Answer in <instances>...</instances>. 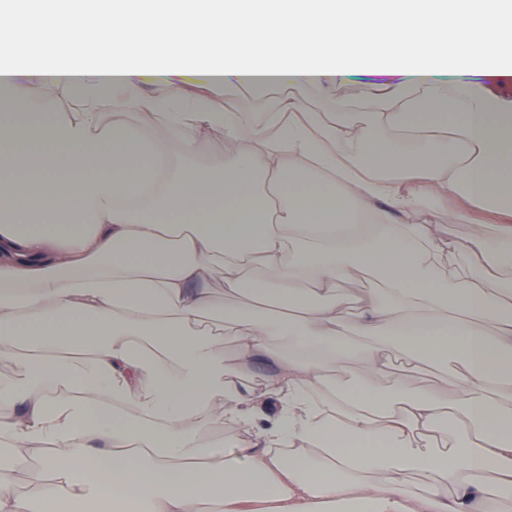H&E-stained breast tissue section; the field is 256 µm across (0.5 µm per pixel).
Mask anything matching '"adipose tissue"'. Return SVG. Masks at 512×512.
<instances>
[{
    "mask_svg": "<svg viewBox=\"0 0 512 512\" xmlns=\"http://www.w3.org/2000/svg\"><path fill=\"white\" fill-rule=\"evenodd\" d=\"M54 9L62 44L19 56ZM365 67L403 80L361 120L325 92L315 112L296 94L259 112L205 93L324 91ZM511 67L512 0L0 6V362L23 374L0 381V512L511 498L512 102L480 81ZM219 135L221 156L200 162ZM472 205L499 216L492 235L429 222ZM217 277L249 304H218ZM261 358L275 370L259 378ZM397 358L447 369L452 390L388 396ZM348 364L358 378L339 384ZM214 423L239 434L205 446ZM25 459L49 480L22 492Z\"/></svg>",
    "mask_w": 512,
    "mask_h": 512,
    "instance_id": "obj_1",
    "label": "adipose tissue"
}]
</instances>
